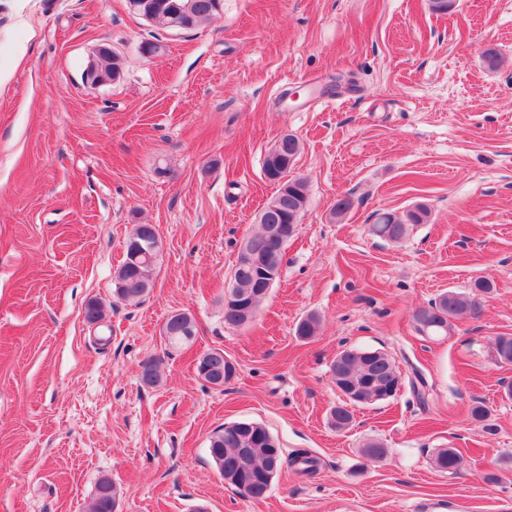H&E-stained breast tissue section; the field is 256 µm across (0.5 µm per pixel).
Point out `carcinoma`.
I'll return each instance as SVG.
<instances>
[{
  "label": "carcinoma",
  "mask_w": 512,
  "mask_h": 512,
  "mask_svg": "<svg viewBox=\"0 0 512 512\" xmlns=\"http://www.w3.org/2000/svg\"><path fill=\"white\" fill-rule=\"evenodd\" d=\"M134 12L149 21L162 22L170 27L193 30L219 12L221 0H130ZM122 71L119 58L110 50H102L95 56L92 79L100 82L115 81ZM302 149L301 141L292 134L280 137L270 148L263 163L265 178L278 185L277 193L263 206L258 214L259 229L244 240L252 253L249 262H236L231 275V291L239 297L241 305L224 304V323L241 327L251 323L246 307L257 310L262 301L280 278L284 249L273 245L268 229L273 224L298 225L309 203L306 183L290 178L292 166ZM428 208L418 205L404 215L390 211L375 214L369 231L372 235L393 243L405 239L410 227L423 224ZM128 239H146L153 244L151 257L142 258L137 265L123 258L115 272V295L122 301H139L153 286V273L161 250L157 229L152 224H136ZM492 289L487 279H477L471 292L448 290L428 305L419 308L413 320L418 332L429 338L446 336L452 330L453 321L467 314L479 312L481 299ZM320 318L311 313L296 326V335L308 339L316 335ZM197 334L194 319L187 313H174L163 327L165 340L172 346L187 343ZM495 349L501 363L512 365V335L495 337ZM198 375L207 383L221 387L234 378L236 365L222 350H211L198 358ZM410 389L421 406L428 404V383L422 373L412 369ZM332 377L339 378L342 392L358 398L360 405H373L395 396L393 390L401 379L391 358L379 350L349 347L342 350L332 365ZM140 379L143 384L156 386L160 382L157 364L150 360L142 364ZM332 424L338 430L349 428L353 412L346 407L331 411ZM277 442L265 426L258 422L234 421L215 430L209 438L208 452L218 467L224 481L244 498L259 500L266 497L275 476L285 466L297 467V472L312 474L317 467L313 457L272 454ZM462 464V457L455 448H439L433 456L434 468L442 473L455 474ZM116 490L112 480L102 478L97 493L87 512H115Z\"/></svg>",
  "instance_id": "carcinoma-1"
}]
</instances>
